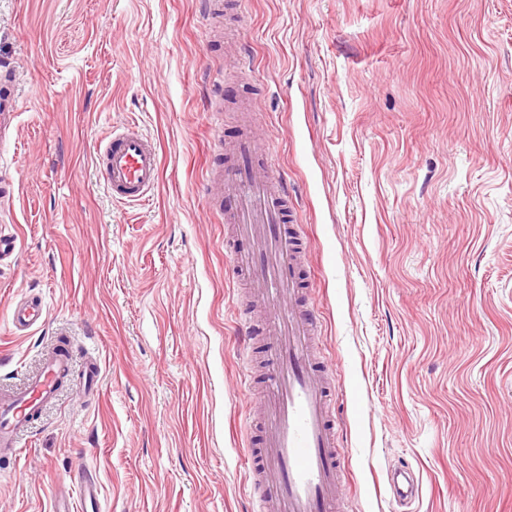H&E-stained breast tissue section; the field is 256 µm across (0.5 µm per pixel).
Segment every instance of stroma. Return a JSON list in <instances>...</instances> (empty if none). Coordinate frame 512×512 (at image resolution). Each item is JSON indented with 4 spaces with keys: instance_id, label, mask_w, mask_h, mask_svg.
Masks as SVG:
<instances>
[{
    "instance_id": "obj_1",
    "label": "stroma",
    "mask_w": 512,
    "mask_h": 512,
    "mask_svg": "<svg viewBox=\"0 0 512 512\" xmlns=\"http://www.w3.org/2000/svg\"><path fill=\"white\" fill-rule=\"evenodd\" d=\"M0 0V389L57 340L66 387L0 471V512L95 481L103 512H253L239 386L246 307L205 194L213 83L249 84L304 226L336 376L348 512H512V0ZM155 143L159 181L113 199L100 139ZM43 298L14 333L11 304ZM98 391H83L88 359ZM421 492L397 503L389 469ZM13 74L11 72L1 73V85L5 89L4 94L0 93V134L1 139L5 133L6 128L11 125V121L14 117V112L17 110V101L14 95H11V88Z\"/></svg>"
}]
</instances>
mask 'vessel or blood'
Here are the masks:
<instances>
[{
    "mask_svg": "<svg viewBox=\"0 0 512 512\" xmlns=\"http://www.w3.org/2000/svg\"><path fill=\"white\" fill-rule=\"evenodd\" d=\"M11 72L0 74V134L11 124L17 101L10 90ZM228 161L215 163L207 185L212 206L222 208L225 223L240 247L237 273L246 275L268 318L264 325L244 321V336L268 339L269 373L258 403L257 443L248 447L257 512H343L342 475L346 450L336 416V384L316 343V306L302 300L307 266L303 228L288 202V185L270 165L258 162L263 147L257 135L230 142ZM98 163L114 199L141 201L157 183L156 146L129 127L101 141ZM43 301L23 300L10 310L15 332L45 323ZM72 370L70 351L52 348L41 368L16 390L0 393V453L17 454L19 439L41 409L52 402ZM387 483L402 502L418 498L420 482L408 474ZM52 512H100L94 483L84 482L80 504L65 497L52 500Z\"/></svg>",
    "mask_w": 512,
    "mask_h": 512,
    "instance_id": "obj_1",
    "label": "vessel or blood"
}]
</instances>
